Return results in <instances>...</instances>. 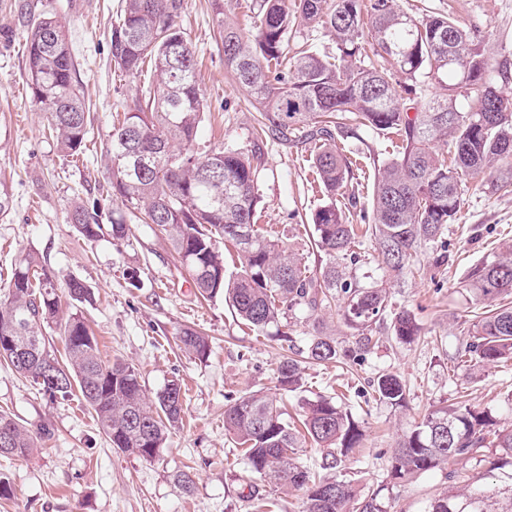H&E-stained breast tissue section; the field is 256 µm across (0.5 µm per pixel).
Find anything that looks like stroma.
I'll list each match as a JSON object with an SVG mask.
<instances>
[{
  "label": "stroma",
  "mask_w": 512,
  "mask_h": 512,
  "mask_svg": "<svg viewBox=\"0 0 512 512\" xmlns=\"http://www.w3.org/2000/svg\"><path fill=\"white\" fill-rule=\"evenodd\" d=\"M397 5L420 16L451 14L512 74V0H397ZM121 7L122 0H0V182L11 198L9 214L0 216V289L26 255L53 277L59 295H66L69 279L80 280L93 300L78 310L103 360L132 364L151 399L169 380L180 379L183 421L160 456L145 460L113 448L80 395L48 398L31 378L0 363V411L14 415L37 438L29 456L0 457V477L12 488L9 497L0 498V512H258L262 497L274 499L273 512H302V493L277 492L251 473L242 448L224 432L228 398L255 391L282 400L290 411L304 397H338L339 407L364 432L362 449L347 461V470L365 472L369 488H382L387 512H424L431 498L447 490V468L400 484L389 476L391 452L414 419L464 399L512 419L504 400L512 391V361L473 371L458 355L471 323L485 310L463 280L471 266L512 244V193L490 192L482 176L468 180L461 210L448 226L452 259L444 278L432 281L424 267L393 283V305L411 309L422 325L416 342L403 345L380 331L363 360L303 365L301 390H284L277 367L289 353L286 342L240 323L223 299H201L167 240L133 220L124 240L90 241L69 222L71 209L81 202L121 206L111 196L112 116L132 106L151 78L147 72L126 75L111 60L110 33ZM45 13L67 23L77 79L90 106L86 147L74 157L58 149L26 84L27 31L31 18ZM178 23L196 48L206 104L195 150L233 146L248 152L259 171L261 226L278 235L284 250L317 266L309 216L324 196L311 168L312 144L270 134L255 138L259 113L224 69L211 0H185ZM401 142L396 133L367 132L362 141L348 139L340 146L357 151L361 170L370 175L375 161ZM187 327L209 337L208 358L195 359L180 348L178 336ZM382 372L403 381L406 407L392 408L370 392V380ZM185 468L195 476L191 494L174 480Z\"/></svg>",
  "instance_id": "stroma-1"
}]
</instances>
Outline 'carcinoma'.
<instances>
[{"mask_svg":"<svg viewBox=\"0 0 512 512\" xmlns=\"http://www.w3.org/2000/svg\"><path fill=\"white\" fill-rule=\"evenodd\" d=\"M184 0H125L112 25L110 52L114 66L138 75L148 64L153 81L141 89L133 107L116 118L108 155L112 195L122 208L105 212L100 201L79 203L69 220L87 240L105 235L120 241L127 234L126 214L154 226L170 241L180 262L204 298L222 297L235 317L264 334L289 337L293 321L339 304L344 324L357 333L341 346L317 332L283 358L277 379L285 389L300 388L304 363H344L371 349L373 325L391 308L384 279H397L432 252L434 274L448 268L452 251L450 224L462 204V185L490 170L489 189L512 192V101L503 98L498 81L508 72L496 67L475 36L451 16L412 18L395 0H260L251 11L256 34L243 35L224 19V0H213L214 34L224 47V68L246 88L260 114L257 136L270 130L315 142L312 164L326 201L311 215L312 239L322 254L312 269L258 224V168L249 154L223 147L208 153L192 149L204 121L205 104L197 79L193 43L177 24ZM316 23L336 42V55L322 54L296 40V22ZM27 85L32 103L47 114L49 130L61 152H81L90 121L83 93L76 84V61L69 33L55 16L34 21L27 37ZM439 90L420 99L432 83ZM362 131L400 132L405 145L378 165L371 209L357 208L352 193L340 207L336 197L354 178L353 161L336 139H357ZM451 137L444 155L435 143ZM154 140L163 143L151 168L136 165L132 149ZM359 209L360 223L347 212ZM233 224L250 228L247 241L225 233ZM371 242V262L383 279L362 283L346 274L347 265L362 262L354 250L358 238ZM236 251L240 271L226 275L220 242ZM37 270L27 256L15 264L0 296V336L38 337L42 328L59 323L68 365L60 367L67 382L39 381L41 393L65 399L78 391L94 412L112 447L143 459L158 457L168 428L182 413V387L168 382L156 399L145 396L133 366L105 362L97 340L79 313L58 321L61 301L51 277L33 283ZM467 282L487 301L512 297V248L467 274ZM72 301L83 303L91 292L82 282L68 283ZM390 330L409 344L421 335L412 311L393 314ZM186 353L204 359L210 346L200 332L180 334ZM472 369L512 359V306L498 304L473 324L459 352ZM379 400L393 407L406 404V386L394 374L371 381ZM12 426L10 449L0 457H25L37 437L8 413L0 424ZM299 431L284 419L277 401L261 392L235 399L224 410V430L245 448L250 471L283 491L302 490L304 512H387L380 490L360 493L356 478L343 466L363 440V431L336 402L322 395L302 400ZM325 449L320 463L299 461L304 438ZM456 460L481 467H512V424L489 408L466 401L435 406L404 433L390 461L391 479L408 481ZM425 512H512V486L493 490L484 473L432 498Z\"/></svg>","mask_w":512,"mask_h":512,"instance_id":"carcinoma-1","label":"carcinoma"}]
</instances>
